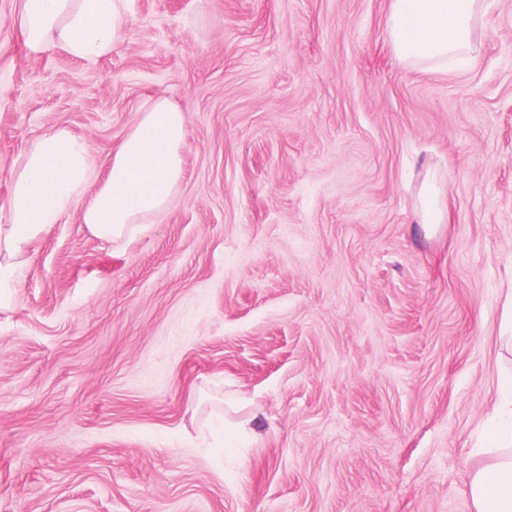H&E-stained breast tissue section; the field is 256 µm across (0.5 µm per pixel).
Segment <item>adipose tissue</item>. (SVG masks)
I'll use <instances>...</instances> for the list:
<instances>
[{"instance_id":"1","label":"adipose tissue","mask_w":512,"mask_h":512,"mask_svg":"<svg viewBox=\"0 0 512 512\" xmlns=\"http://www.w3.org/2000/svg\"><path fill=\"white\" fill-rule=\"evenodd\" d=\"M478 6V0H392V44L409 63L447 66L469 52ZM19 21L30 52L57 49L91 62L123 42L129 14L127 0H20ZM186 138L183 111L154 100L123 137L103 180L86 144L66 129L36 139L13 163L8 221L0 224V311L13 307L32 241L76 205H83L82 220L94 235L113 241L136 236L164 213L181 180ZM487 452L491 462L468 485L474 508L512 512V375L501 385Z\"/></svg>"}]
</instances>
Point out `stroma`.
Returning <instances> with one entry per match:
<instances>
[{
    "mask_svg": "<svg viewBox=\"0 0 512 512\" xmlns=\"http://www.w3.org/2000/svg\"><path fill=\"white\" fill-rule=\"evenodd\" d=\"M0 0V203L44 132L107 173L159 97L182 178L134 239L81 208L0 312V512H475L512 369V0L463 64L391 0H129L95 63ZM448 219L420 223L431 173Z\"/></svg>",
    "mask_w": 512,
    "mask_h": 512,
    "instance_id": "obj_1",
    "label": "stroma"
}]
</instances>
